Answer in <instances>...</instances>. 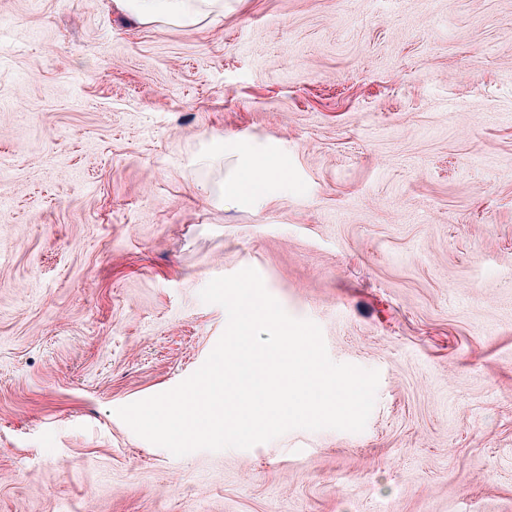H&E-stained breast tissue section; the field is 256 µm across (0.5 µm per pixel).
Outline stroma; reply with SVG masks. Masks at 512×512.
<instances>
[{
    "instance_id": "1",
    "label": "stroma",
    "mask_w": 512,
    "mask_h": 512,
    "mask_svg": "<svg viewBox=\"0 0 512 512\" xmlns=\"http://www.w3.org/2000/svg\"><path fill=\"white\" fill-rule=\"evenodd\" d=\"M0 512H512V0H0ZM288 183L224 206L239 152ZM251 267L364 431L183 457L118 407L205 362ZM113 3L122 12L144 22L195 24L211 15L224 14V0H114Z\"/></svg>"
}]
</instances>
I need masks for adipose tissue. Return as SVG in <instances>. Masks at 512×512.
Masks as SVG:
<instances>
[{"instance_id":"adipose-tissue-1","label":"adipose tissue","mask_w":512,"mask_h":512,"mask_svg":"<svg viewBox=\"0 0 512 512\" xmlns=\"http://www.w3.org/2000/svg\"><path fill=\"white\" fill-rule=\"evenodd\" d=\"M119 10L135 18L152 22L164 20L173 24H194L224 12V0H114ZM288 181L285 166L268 161L258 168L244 166L224 182L223 197L260 208L270 200V184Z\"/></svg>"}]
</instances>
